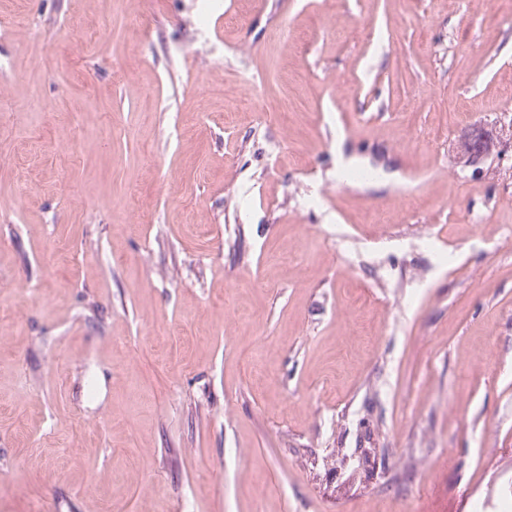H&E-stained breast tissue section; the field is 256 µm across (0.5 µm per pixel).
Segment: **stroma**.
I'll return each instance as SVG.
<instances>
[{
  "instance_id": "35a3bbf8",
  "label": "stroma",
  "mask_w": 512,
  "mask_h": 512,
  "mask_svg": "<svg viewBox=\"0 0 512 512\" xmlns=\"http://www.w3.org/2000/svg\"><path fill=\"white\" fill-rule=\"evenodd\" d=\"M511 121L512 0H0V512H512ZM486 143V145L484 144ZM493 144L485 134L483 128H472L469 134L459 141L455 147L456 153L459 158H470L476 151L478 154L489 153L492 150Z\"/></svg>"
}]
</instances>
